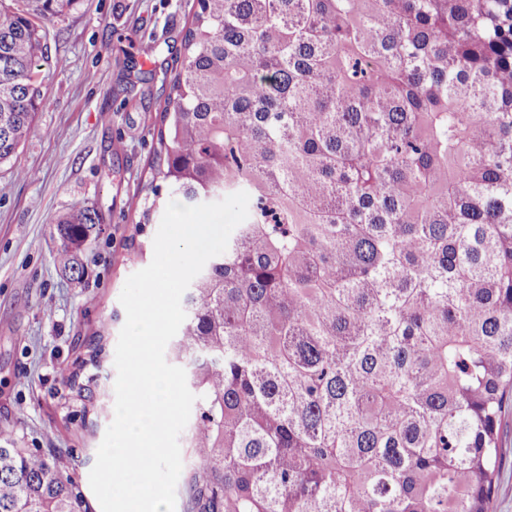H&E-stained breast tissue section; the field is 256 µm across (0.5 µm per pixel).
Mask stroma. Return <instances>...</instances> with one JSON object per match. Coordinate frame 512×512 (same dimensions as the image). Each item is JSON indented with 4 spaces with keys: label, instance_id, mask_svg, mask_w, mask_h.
Wrapping results in <instances>:
<instances>
[{
    "label": "stroma",
    "instance_id": "obj_1",
    "mask_svg": "<svg viewBox=\"0 0 512 512\" xmlns=\"http://www.w3.org/2000/svg\"><path fill=\"white\" fill-rule=\"evenodd\" d=\"M196 0H76L46 26L36 131L0 166V430L30 450L71 449L72 476L91 512L101 506L89 473L114 418L115 349L125 322L126 279L148 266L157 225H146L143 258L132 243L138 188L149 177L158 115ZM63 68H55V60ZM27 178H19V171ZM89 205L103 217L89 275L64 277L53 259L56 218ZM112 336L83 379L106 411L64 405L60 371L74 367L101 323Z\"/></svg>",
    "mask_w": 512,
    "mask_h": 512
}]
</instances>
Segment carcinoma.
Wrapping results in <instances>:
<instances>
[{
    "label": "carcinoma",
    "instance_id": "carcinoma-1",
    "mask_svg": "<svg viewBox=\"0 0 512 512\" xmlns=\"http://www.w3.org/2000/svg\"><path fill=\"white\" fill-rule=\"evenodd\" d=\"M0 0V165L35 132L44 23ZM137 232L249 194L184 298L190 512H491L512 406V0H198ZM102 217L59 216L80 283ZM62 370L78 382L98 365ZM71 455L0 432V512H78Z\"/></svg>",
    "mask_w": 512,
    "mask_h": 512
}]
</instances>
